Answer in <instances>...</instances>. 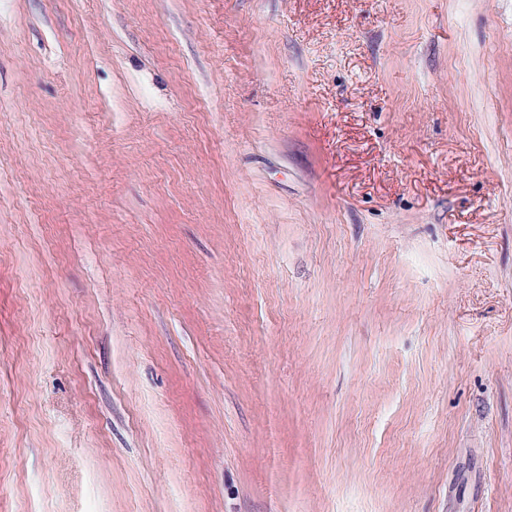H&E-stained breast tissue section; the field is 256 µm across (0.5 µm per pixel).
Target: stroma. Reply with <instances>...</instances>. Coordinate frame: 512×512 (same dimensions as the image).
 <instances>
[{"label":"stroma","mask_w":512,"mask_h":512,"mask_svg":"<svg viewBox=\"0 0 512 512\" xmlns=\"http://www.w3.org/2000/svg\"><path fill=\"white\" fill-rule=\"evenodd\" d=\"M0 512H512V0H0Z\"/></svg>","instance_id":"stroma-1"}]
</instances>
